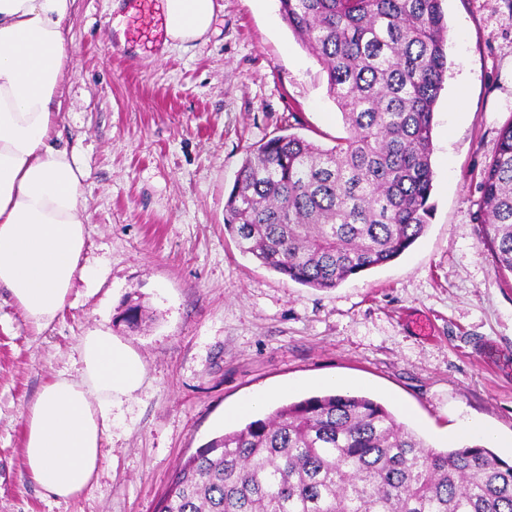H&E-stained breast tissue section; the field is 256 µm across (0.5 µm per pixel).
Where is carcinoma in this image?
<instances>
[{
	"label": "carcinoma",
	"mask_w": 512,
	"mask_h": 512,
	"mask_svg": "<svg viewBox=\"0 0 512 512\" xmlns=\"http://www.w3.org/2000/svg\"><path fill=\"white\" fill-rule=\"evenodd\" d=\"M318 58L346 136H274L224 203L243 255L319 290L404 254L432 217L434 110L448 72L442 0H278ZM479 221L512 274V124L483 173ZM121 321L136 331L141 306ZM158 512H512V464L481 445L437 450L373 399L276 407L178 469Z\"/></svg>",
	"instance_id": "obj_1"
}]
</instances>
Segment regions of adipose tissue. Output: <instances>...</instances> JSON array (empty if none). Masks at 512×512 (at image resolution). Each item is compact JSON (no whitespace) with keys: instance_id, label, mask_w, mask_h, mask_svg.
<instances>
[{"instance_id":"obj_1","label":"adipose tissue","mask_w":512,"mask_h":512,"mask_svg":"<svg viewBox=\"0 0 512 512\" xmlns=\"http://www.w3.org/2000/svg\"><path fill=\"white\" fill-rule=\"evenodd\" d=\"M74 2L0 0V288L39 331L63 311L76 277L90 274L82 262L89 171L54 138ZM215 10V0H165L170 41L203 40ZM78 351L79 375H58L24 416V471L57 500L91 484L112 401L140 382L138 359L111 337L89 332Z\"/></svg>"}]
</instances>
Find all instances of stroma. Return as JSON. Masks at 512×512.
<instances>
[{"label": "stroma", "mask_w": 512, "mask_h": 512, "mask_svg": "<svg viewBox=\"0 0 512 512\" xmlns=\"http://www.w3.org/2000/svg\"><path fill=\"white\" fill-rule=\"evenodd\" d=\"M217 2L205 42L185 49L152 43L124 0H75L56 132L90 172L94 276L76 279L40 334L0 288V512H156L190 456L323 393L333 375L436 449L478 419L512 461V276L477 219L484 169L512 124V0H443L430 224L405 255L332 290L262 267L224 230L250 150L288 133L326 147L345 129L277 0ZM128 304L146 316L135 332L116 319ZM94 330L138 358L141 382L113 402L93 482L58 501L24 472L23 415L47 382L76 372ZM264 392L263 407L237 413Z\"/></svg>", "instance_id": "35a3bbf8"}]
</instances>
